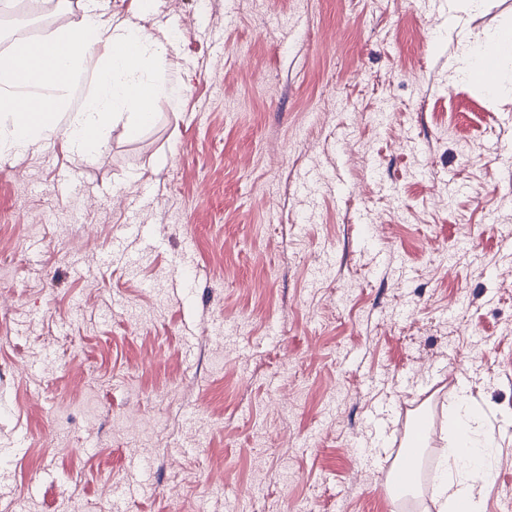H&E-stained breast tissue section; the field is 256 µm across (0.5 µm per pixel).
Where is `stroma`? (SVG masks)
<instances>
[{"label":"stroma","instance_id":"stroma-1","mask_svg":"<svg viewBox=\"0 0 512 512\" xmlns=\"http://www.w3.org/2000/svg\"><path fill=\"white\" fill-rule=\"evenodd\" d=\"M445 2L158 0L179 109L0 160V512H437L462 390L512 512V96L455 73L512 0Z\"/></svg>","mask_w":512,"mask_h":512}]
</instances>
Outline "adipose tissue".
Wrapping results in <instances>:
<instances>
[{
  "mask_svg": "<svg viewBox=\"0 0 512 512\" xmlns=\"http://www.w3.org/2000/svg\"><path fill=\"white\" fill-rule=\"evenodd\" d=\"M156 14L157 0H132L124 18L84 10L47 35L63 52L50 61L44 80L28 86L20 75V64L30 55L27 41H15L1 53L0 154L15 155L57 138L72 158L85 159L102 147L110 126L122 125L131 135L144 129L159 101L178 105L184 87L162 73L167 46L150 25ZM78 39L81 52H70ZM506 58H512V31L492 32L466 48L457 74L471 81L478 69L489 67L493 76L486 90L495 94L502 89L499 70ZM486 424L485 413L466 394H457L448 405L449 448H470L491 461L495 442ZM435 498L440 512H485L472 470L459 462L452 477L440 479Z\"/></svg>",
  "mask_w": 512,
  "mask_h": 512,
  "instance_id": "adipose-tissue-1",
  "label": "adipose tissue"
}]
</instances>
